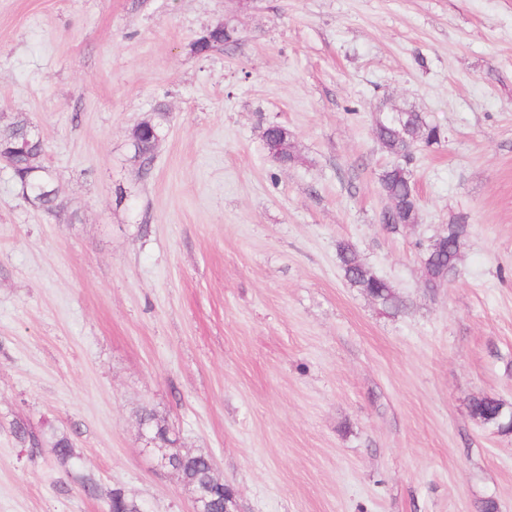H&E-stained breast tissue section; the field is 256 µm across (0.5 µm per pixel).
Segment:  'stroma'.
<instances>
[{
	"label": "stroma",
	"instance_id": "stroma-1",
	"mask_svg": "<svg viewBox=\"0 0 512 512\" xmlns=\"http://www.w3.org/2000/svg\"><path fill=\"white\" fill-rule=\"evenodd\" d=\"M225 21L237 42L194 55ZM396 109L441 139L390 232L373 127ZM17 117L57 207L0 164V512H107L115 489L192 512L146 409L234 512H512V434L468 413L512 403V0H0ZM155 118L145 174L129 134ZM452 222L457 272L428 288L422 247ZM342 241L402 311L347 282ZM288 128L271 123L263 131L262 140L268 154L279 164L288 165L294 160L290 152Z\"/></svg>",
	"mask_w": 512,
	"mask_h": 512
}]
</instances>
